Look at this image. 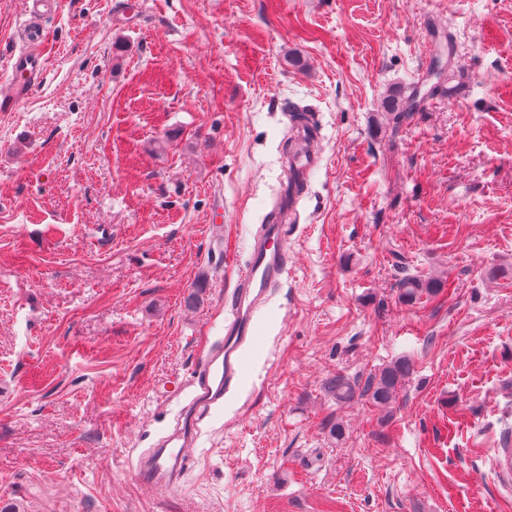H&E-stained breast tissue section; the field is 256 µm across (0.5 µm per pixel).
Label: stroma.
Returning a JSON list of instances; mask_svg holds the SVG:
<instances>
[{"label":"stroma","mask_w":512,"mask_h":512,"mask_svg":"<svg viewBox=\"0 0 512 512\" xmlns=\"http://www.w3.org/2000/svg\"><path fill=\"white\" fill-rule=\"evenodd\" d=\"M27 19L46 63L19 96ZM3 100L0 507L512 512V0H0ZM292 103L321 160L263 350L180 484L145 486L287 181ZM407 276L439 286L406 303ZM401 357L390 408L327 389Z\"/></svg>","instance_id":"obj_1"}]
</instances>
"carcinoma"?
I'll list each match as a JSON object with an SVG mask.
<instances>
[{
	"label": "carcinoma",
	"instance_id": "cac0c4a2",
	"mask_svg": "<svg viewBox=\"0 0 512 512\" xmlns=\"http://www.w3.org/2000/svg\"><path fill=\"white\" fill-rule=\"evenodd\" d=\"M400 298L412 302L424 294H430L437 288L433 280L414 276L403 278L399 284ZM412 371V364L407 358H399L382 368L368 381L363 390H358L357 383L338 375L328 383L329 391L338 401H349L355 397L367 398L374 406L384 408L395 401L398 391Z\"/></svg>",
	"mask_w": 512,
	"mask_h": 512
}]
</instances>
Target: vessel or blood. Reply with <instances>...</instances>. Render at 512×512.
I'll use <instances>...</instances> for the list:
<instances>
[{"mask_svg":"<svg viewBox=\"0 0 512 512\" xmlns=\"http://www.w3.org/2000/svg\"><path fill=\"white\" fill-rule=\"evenodd\" d=\"M290 120L295 144L288 201L293 204L305 192L307 173L319 164L318 153L310 148L318 139L319 130L313 115L305 109L293 108ZM288 231V225L279 217L261 225L237 284L225 299L228 317L224 333L200 348L185 382L191 390L189 401L174 429L138 459L135 476L142 484L178 485L182 469L193 455L201 423L214 407L223 403L230 389L243 386L244 348L259 341L254 314L266 304L272 288L278 287L288 272Z\"/></svg>","mask_w":512,"mask_h":512,"instance_id":"obj_1","label":"vessel or blood"}]
</instances>
